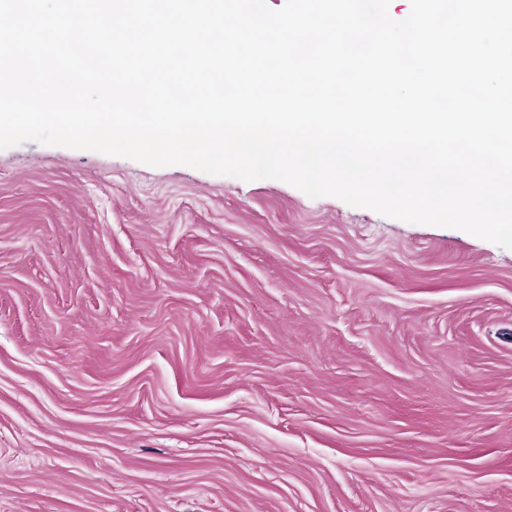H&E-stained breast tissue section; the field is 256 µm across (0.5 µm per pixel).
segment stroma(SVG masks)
<instances>
[{
    "label": "stroma",
    "mask_w": 512,
    "mask_h": 512,
    "mask_svg": "<svg viewBox=\"0 0 512 512\" xmlns=\"http://www.w3.org/2000/svg\"><path fill=\"white\" fill-rule=\"evenodd\" d=\"M0 512H512V250L0 150Z\"/></svg>",
    "instance_id": "1"
}]
</instances>
